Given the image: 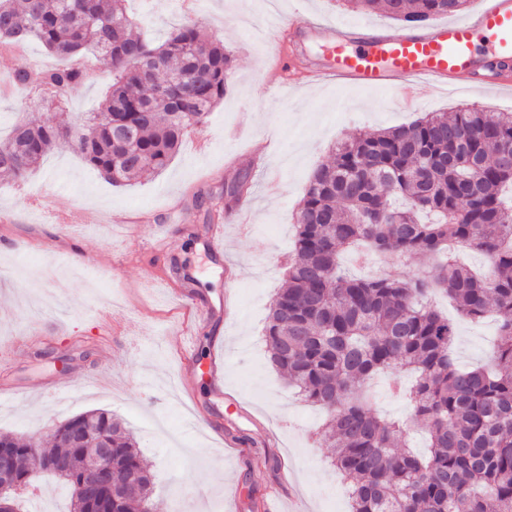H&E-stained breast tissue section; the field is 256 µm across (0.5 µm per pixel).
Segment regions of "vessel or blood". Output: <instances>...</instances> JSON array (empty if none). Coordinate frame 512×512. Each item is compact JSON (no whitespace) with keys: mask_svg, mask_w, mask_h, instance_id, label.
<instances>
[{"mask_svg":"<svg viewBox=\"0 0 512 512\" xmlns=\"http://www.w3.org/2000/svg\"><path fill=\"white\" fill-rule=\"evenodd\" d=\"M299 26L331 46L333 60L312 73L320 82L342 79L382 88L399 79L410 93L419 83L446 89L463 78L470 87L486 88L491 81L478 76L473 51L485 37L492 40L495 64L512 62V0H484L468 16L413 22L397 34L362 20L321 25L305 18Z\"/></svg>","mask_w":512,"mask_h":512,"instance_id":"obj_1","label":"vessel or blood"}]
</instances>
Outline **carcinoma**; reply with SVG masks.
I'll return each instance as SVG.
<instances>
[{"mask_svg":"<svg viewBox=\"0 0 512 512\" xmlns=\"http://www.w3.org/2000/svg\"><path fill=\"white\" fill-rule=\"evenodd\" d=\"M125 0H0V48L39 40L73 57L92 48L110 61L112 86L83 124L71 129L40 115L0 142V171L23 181L55 141L70 138L114 186L164 170L186 134L200 130L234 67L224 43L195 23L146 40ZM363 13L404 24L454 15L468 0H346ZM87 81L74 67L11 72L19 89L45 87L47 108ZM512 112L466 107L430 112L406 125L354 137L317 166L295 212L286 279L264 328L273 367L303 400L327 414L321 437L349 483L350 512H512ZM364 244L409 264L441 259L423 276L368 278L344 272L339 254ZM480 254L477 273L450 251ZM441 293L466 319L497 315L493 369L460 368L451 355L456 324L428 302ZM407 372L399 393L412 411L385 419L365 387L380 372ZM81 419L89 438L75 447L54 437L71 467L54 479L71 489L86 479L92 448L111 450V469L92 504L70 512H153L152 475L131 433L103 410ZM429 436L413 453L409 431ZM15 449L8 477L34 470L42 446L0 436Z\"/></svg>","mask_w":512,"mask_h":512,"instance_id":"1","label":"carcinoma"}]
</instances>
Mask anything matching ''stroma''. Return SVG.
I'll list each match as a JSON object with an SVG mask.
<instances>
[{"mask_svg": "<svg viewBox=\"0 0 512 512\" xmlns=\"http://www.w3.org/2000/svg\"><path fill=\"white\" fill-rule=\"evenodd\" d=\"M127 9L154 43L191 20L223 39L235 57L223 100L210 117L206 148L184 139L161 173L116 188L92 170L67 140H59L24 183L0 173V434L23 439L90 411L105 410L134 434L155 477L157 512H251L250 502L282 503L291 512H349L348 486L318 437L324 412L303 401L272 367L263 341L269 305L285 279L294 243L293 213L313 169L337 141L406 124L424 112H451L480 98L484 108L512 112V88L441 93L422 86L415 107L400 89L309 82V69L329 59L317 39L298 47L296 68L283 73L275 47H288L295 21L311 14L336 22L361 19L345 0H197L184 12L178 0H127ZM97 76L70 91L56 119L72 125L94 111L112 82L105 58ZM293 84L288 101L276 87ZM279 175L270 189L266 172ZM248 173L252 193L215 216L224 246L209 233L188 241L185 226L206 222L195 205L202 194ZM76 208L84 223L60 233L52 211ZM185 260L184 285L170 269ZM188 292L212 308L211 321L191 328L176 297ZM452 351L459 365L488 361L493 318H459ZM194 330L201 367L191 392L178 388L181 347ZM28 336V351L8 342ZM109 351V374L90 382L99 355ZM216 363L220 378L203 368ZM63 383V400L47 397ZM248 440L237 453L228 429ZM274 458L255 467L258 456Z\"/></svg>", "mask_w": 512, "mask_h": 512, "instance_id": "1", "label": "stroma"}]
</instances>
